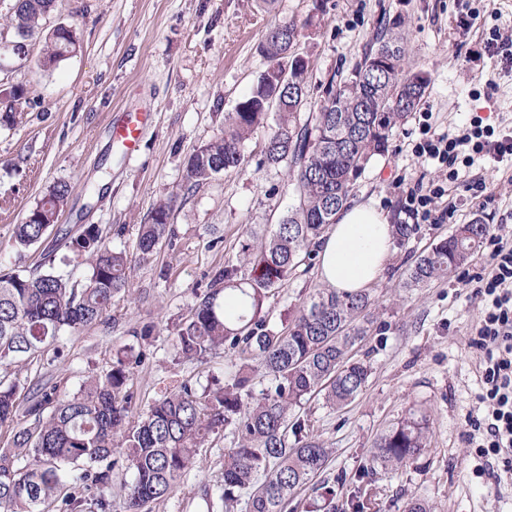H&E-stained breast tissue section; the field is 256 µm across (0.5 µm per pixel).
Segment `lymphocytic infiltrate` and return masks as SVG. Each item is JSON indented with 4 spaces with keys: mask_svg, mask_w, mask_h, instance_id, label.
I'll list each match as a JSON object with an SVG mask.
<instances>
[{
    "mask_svg": "<svg viewBox=\"0 0 512 512\" xmlns=\"http://www.w3.org/2000/svg\"><path fill=\"white\" fill-rule=\"evenodd\" d=\"M421 137L412 147L419 158L434 165L441 178L428 185L408 188L405 213L415 224L455 222L459 209L436 207V199L447 192L459 176L457 163L474 164L482 159L491 168L512 167V129L471 118L457 134L436 132L422 123ZM487 264L473 273H463L459 282L481 308V319L470 340L482 355L477 411L468 419L469 439L478 443L479 457L497 460L504 471H512V241L501 229L488 233Z\"/></svg>",
    "mask_w": 512,
    "mask_h": 512,
    "instance_id": "obj_1",
    "label": "lymphocytic infiltrate"
}]
</instances>
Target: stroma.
<instances>
[{"instance_id": "stroma-1", "label": "stroma", "mask_w": 512, "mask_h": 512, "mask_svg": "<svg viewBox=\"0 0 512 512\" xmlns=\"http://www.w3.org/2000/svg\"><path fill=\"white\" fill-rule=\"evenodd\" d=\"M292 19L304 25L298 49L312 63L304 112L316 111L320 83L361 59L380 19L401 23L410 65L429 76L419 110L395 131L388 152L367 166L350 204L374 202L392 223H407L405 188L436 177L410 147L420 137L422 113H430L439 133H454L476 114L512 127V63L484 47L495 28L512 38V0H275L269 8L256 0H61L43 19L42 31L74 27L79 51L51 69L33 57L6 60L0 71V93L16 85L26 91L15 125L0 127V198L11 199L0 208V271L26 273L43 268L48 257L68 255L70 237L89 224L125 251L133 270L106 323L66 336L57 361L44 356L20 364L21 386L42 380L59 393L73 391L90 373L109 370L116 351L136 345L132 332L146 324L153 334L133 376L138 407L174 381L201 388L223 376L228 354L203 364L177 359V325L205 291L206 274L236 261L245 227L278 223L295 191L285 167L265 163L262 130L247 141L240 169L200 187L187 188L186 161L223 133L225 113L265 69L259 44L267 28ZM133 108L149 110L151 120L139 153L130 157L112 142L110 124L115 113ZM478 180L486 181L487 192L473 200L466 187ZM60 182L70 195L57 224L41 244L17 251L15 224ZM172 195L174 241L142 257L139 227L149 223L156 203ZM448 199L458 203L462 223L479 216L503 223L512 210V171L495 172L475 161L460 168ZM454 230L448 223L424 225L396 248L370 287L388 328L372 331L352 351L372 367L355 401L340 412L319 396L303 405L331 457L298 494L296 512H324L325 482L334 484L336 503L344 505L378 436L411 413L428 420L430 448L418 466L381 473L380 512H402L412 496L426 500L432 512H512V476L497 483L476 477L478 459L467 439L482 370L469 345L479 309L453 279L390 300L414 255ZM321 285L317 268L298 270L272 300V321ZM233 445L229 432L212 436L200 467L152 512H224L219 499L204 501L202 490L219 486Z\"/></svg>"}]
</instances>
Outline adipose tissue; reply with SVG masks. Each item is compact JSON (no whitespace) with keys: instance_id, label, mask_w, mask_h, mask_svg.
Returning a JSON list of instances; mask_svg holds the SVG:
<instances>
[{"instance_id":"obj_1","label":"adipose tissue","mask_w":512,"mask_h":512,"mask_svg":"<svg viewBox=\"0 0 512 512\" xmlns=\"http://www.w3.org/2000/svg\"><path fill=\"white\" fill-rule=\"evenodd\" d=\"M319 276L344 293H359L379 281L394 251L392 226L370 204L341 210L318 246Z\"/></svg>"}]
</instances>
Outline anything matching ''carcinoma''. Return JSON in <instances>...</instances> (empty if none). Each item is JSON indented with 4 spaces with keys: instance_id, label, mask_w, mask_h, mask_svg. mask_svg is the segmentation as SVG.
<instances>
[{
    "instance_id": "carcinoma-1",
    "label": "carcinoma",
    "mask_w": 512,
    "mask_h": 512,
    "mask_svg": "<svg viewBox=\"0 0 512 512\" xmlns=\"http://www.w3.org/2000/svg\"><path fill=\"white\" fill-rule=\"evenodd\" d=\"M16 2L10 27L32 40L59 0ZM398 26L380 23L350 72L321 85L317 111L303 121L310 64L295 52L301 30L293 20L271 25L261 45L265 70L234 111L224 114V134L188 157L190 189L238 169L245 141L273 115L265 162L286 164L297 194V204L274 229L244 230L237 264L209 274L206 291L177 325L182 359L198 361L219 350L233 356L224 383L200 391L182 382L137 412L132 376L145 353L129 347L116 352L111 369L87 376L64 398L40 381L22 398L14 368L49 352L55 361L64 335L104 323L112 300L126 291L131 260L89 224L69 242L75 258L88 265L83 279L56 270L51 259L44 270L0 273V429L10 432L9 446L0 448V512H148L197 467L210 438L227 429L236 438L224 460L221 500L227 510L245 495L246 512H284L324 471L330 449L297 409L319 393L333 410L352 402L371 367L350 360L349 352L371 326L384 330L387 324L367 291L340 295L314 288L281 326L271 322L267 304L300 267L311 266L315 243L347 206L354 183L372 159L389 150L394 130L424 98L428 75L408 66ZM79 48L75 32L57 28L44 42L41 65L52 68ZM285 70L288 81L282 83ZM24 96L17 86L0 100L1 126L16 123ZM69 194L70 187L59 183L27 212L15 226L17 249L43 240ZM175 202L174 196L160 201L151 223L141 225L142 256L172 237ZM489 229L479 217L462 225L416 257L400 288L413 291L456 276ZM259 377L270 386L256 390ZM429 447L424 418L411 416L385 431L358 474L348 507L367 512L379 472L414 466ZM116 470L129 479L114 498L109 489Z\"/></svg>"
}]
</instances>
